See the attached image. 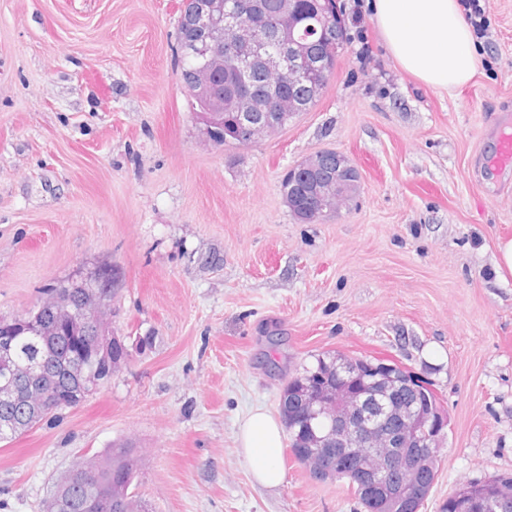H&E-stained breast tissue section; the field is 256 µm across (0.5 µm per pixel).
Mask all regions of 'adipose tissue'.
I'll list each match as a JSON object with an SVG mask.
<instances>
[{"instance_id": "ef3b65f1", "label": "adipose tissue", "mask_w": 512, "mask_h": 512, "mask_svg": "<svg viewBox=\"0 0 512 512\" xmlns=\"http://www.w3.org/2000/svg\"><path fill=\"white\" fill-rule=\"evenodd\" d=\"M374 21L392 58L402 70L436 89L451 91L468 84L479 60L474 35L458 0H374ZM279 420L255 409L240 429V448L256 482L275 488L284 481L279 464Z\"/></svg>"}]
</instances>
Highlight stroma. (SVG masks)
Returning <instances> with one entry per match:
<instances>
[{
    "label": "stroma",
    "instance_id": "obj_1",
    "mask_svg": "<svg viewBox=\"0 0 512 512\" xmlns=\"http://www.w3.org/2000/svg\"><path fill=\"white\" fill-rule=\"evenodd\" d=\"M179 0H0V317L97 265L120 273L112 330L130 357L78 407L0 443V512H41L75 461L135 450L144 512H365L282 449L258 485L239 427L278 414L318 355L384 358L448 415L440 512L465 483L512 473V0H487L475 78L437 91L401 70L373 0H337L347 27L315 106L245 146L209 141L175 62ZM367 37L373 58L357 56ZM324 149L360 173L357 197L315 224L281 193ZM493 166L505 169L512 167V133L501 132L497 137L491 161Z\"/></svg>",
    "mask_w": 512,
    "mask_h": 512
}]
</instances>
